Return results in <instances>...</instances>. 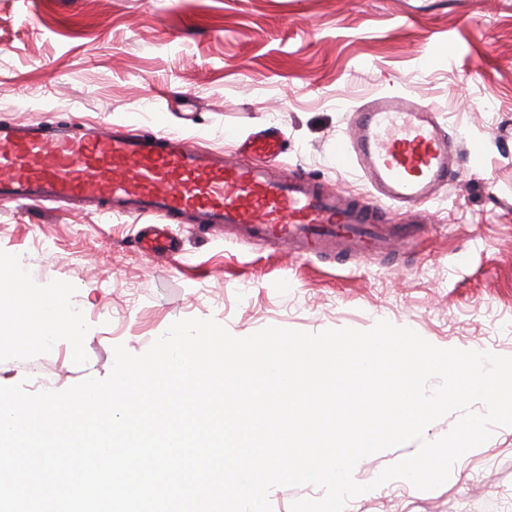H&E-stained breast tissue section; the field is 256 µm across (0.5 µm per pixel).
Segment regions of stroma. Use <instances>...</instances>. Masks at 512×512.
Segmentation results:
<instances>
[{"mask_svg":"<svg viewBox=\"0 0 512 512\" xmlns=\"http://www.w3.org/2000/svg\"><path fill=\"white\" fill-rule=\"evenodd\" d=\"M387 92L481 147L414 210L421 242L393 260L331 263L187 224L172 227L179 253L159 257L136 243L144 217L0 205V257L25 254L31 292L86 316L74 335L0 344V385L107 378L115 346L143 354L188 318L237 337L386 320L439 348L512 356V0H0V122L108 118L224 150L274 126V166L358 196L369 188L336 167L335 144L353 108ZM346 512H512V427L442 486L395 479Z\"/></svg>","mask_w":512,"mask_h":512,"instance_id":"1","label":"stroma"}]
</instances>
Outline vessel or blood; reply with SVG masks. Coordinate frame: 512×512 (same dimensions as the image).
I'll list each match as a JSON object with an SVG mask.
<instances>
[{
    "label": "vessel or blood",
    "instance_id": "b4317fda",
    "mask_svg": "<svg viewBox=\"0 0 512 512\" xmlns=\"http://www.w3.org/2000/svg\"><path fill=\"white\" fill-rule=\"evenodd\" d=\"M352 130L337 142L334 160L362 172L373 188L367 197L267 166L282 149L271 128L245 142L241 155L225 156L174 133L136 134L105 120L80 130L2 122L0 202L69 201L103 216L157 218L138 245L160 256L178 248L165 227L187 222L203 233L232 226L244 237L337 261L412 244L417 226L390 223L389 208L408 212L434 200L471 148L404 93L356 107Z\"/></svg>",
    "mask_w": 512,
    "mask_h": 512
}]
</instances>
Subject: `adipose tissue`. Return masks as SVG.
Masks as SVG:
<instances>
[{
	"mask_svg": "<svg viewBox=\"0 0 512 512\" xmlns=\"http://www.w3.org/2000/svg\"><path fill=\"white\" fill-rule=\"evenodd\" d=\"M7 318L10 340L17 347L31 346L35 340L69 330L72 315L59 298L38 296L24 288L22 280L0 274V318Z\"/></svg>",
	"mask_w": 512,
	"mask_h": 512,
	"instance_id": "adipose-tissue-1",
	"label": "adipose tissue"
}]
</instances>
